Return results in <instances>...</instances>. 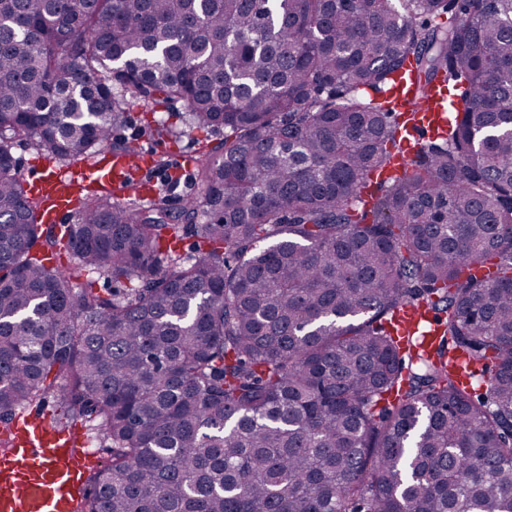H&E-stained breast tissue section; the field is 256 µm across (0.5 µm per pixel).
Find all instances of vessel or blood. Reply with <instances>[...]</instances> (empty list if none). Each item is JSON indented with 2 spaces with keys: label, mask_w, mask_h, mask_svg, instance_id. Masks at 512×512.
Instances as JSON below:
<instances>
[{
  "label": "vessel or blood",
  "mask_w": 512,
  "mask_h": 512,
  "mask_svg": "<svg viewBox=\"0 0 512 512\" xmlns=\"http://www.w3.org/2000/svg\"><path fill=\"white\" fill-rule=\"evenodd\" d=\"M393 95L400 109L413 112L416 126L408 130L396 153L391 174L404 172L418 133L438 134L448 125V89L440 87L430 100L416 99L405 79H397ZM153 164L150 150L138 147L128 154H104L91 164L58 169L46 165L45 173L30 184L42 206L46 224L69 223L75 190L90 182L122 187L125 196L142 199L153 192L143 174ZM394 324L399 335L418 347L431 349L436 341L433 313L424 308H399ZM11 448L0 456V512H76L92 453H78L67 430L44 416L30 414L13 430Z\"/></svg>",
  "instance_id": "b4317fda"
}]
</instances>
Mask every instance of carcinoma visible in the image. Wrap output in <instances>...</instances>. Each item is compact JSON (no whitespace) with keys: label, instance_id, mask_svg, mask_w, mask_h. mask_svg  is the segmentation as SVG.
Wrapping results in <instances>:
<instances>
[{"label":"carcinoma","instance_id":"cac0c4a2","mask_svg":"<svg viewBox=\"0 0 512 512\" xmlns=\"http://www.w3.org/2000/svg\"><path fill=\"white\" fill-rule=\"evenodd\" d=\"M406 65L452 118L384 178ZM508 98L512 0H0V431L49 394L102 427L81 512H512ZM174 103L224 128L197 194L40 222L15 140L126 152ZM393 324L399 335L408 337L424 350L431 349L436 342L434 315L424 308L411 306L399 308ZM85 429L86 435H82L84 430H81L80 427L77 429L78 433L81 435L82 439L88 443L89 448L96 450L97 452V460L93 465L92 469H97L107 465L110 462V453L108 451L109 443L106 442L103 432L97 426H89L83 427Z\"/></svg>","mask_w":512,"mask_h":512}]
</instances>
